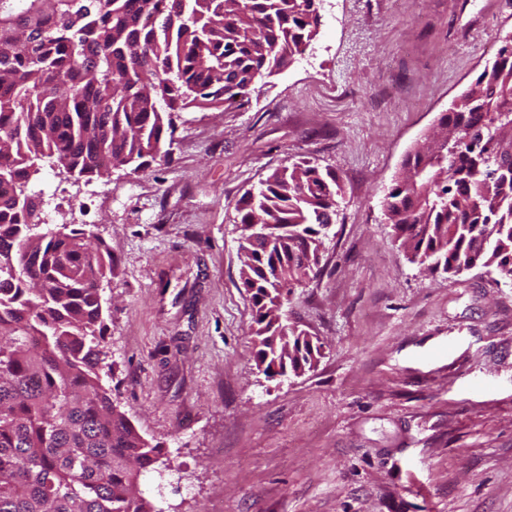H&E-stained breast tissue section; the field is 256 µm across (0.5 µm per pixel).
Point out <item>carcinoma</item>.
I'll list each match as a JSON object with an SVG mask.
<instances>
[{"mask_svg": "<svg viewBox=\"0 0 512 512\" xmlns=\"http://www.w3.org/2000/svg\"><path fill=\"white\" fill-rule=\"evenodd\" d=\"M319 0H0V512H152L157 461L101 384L112 370L100 282L114 274L81 229L41 231L28 192L48 161L79 177L145 171L175 114L243 105L316 36ZM453 152L415 145L386 208L408 260L431 274L512 277V45L442 115ZM342 186L298 161L239 201L267 228L242 259L257 365L299 374L319 349L282 318L319 270Z\"/></svg>", "mask_w": 512, "mask_h": 512, "instance_id": "carcinoma-1", "label": "carcinoma"}]
</instances>
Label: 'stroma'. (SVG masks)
Instances as JSON below:
<instances>
[{
    "label": "stroma",
    "instance_id": "35a3bbf8",
    "mask_svg": "<svg viewBox=\"0 0 512 512\" xmlns=\"http://www.w3.org/2000/svg\"><path fill=\"white\" fill-rule=\"evenodd\" d=\"M306 52L248 105L180 112L167 159L86 179L42 166L46 228L85 230L113 370L162 456L164 512H512V279L411 264L383 201L404 160L512 36V0H322ZM306 159L343 192L320 273L288 298L319 346L298 377L253 359L236 205Z\"/></svg>",
    "mask_w": 512,
    "mask_h": 512
}]
</instances>
